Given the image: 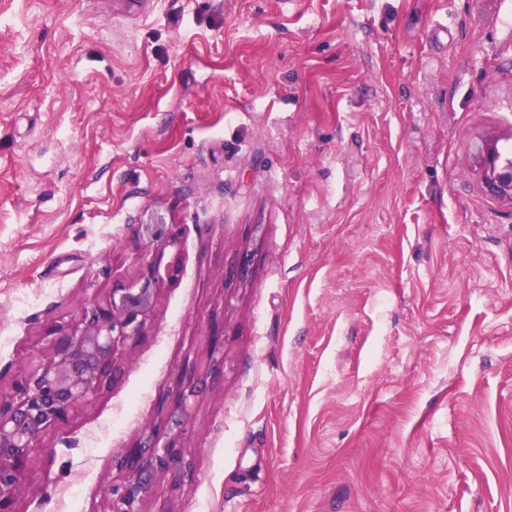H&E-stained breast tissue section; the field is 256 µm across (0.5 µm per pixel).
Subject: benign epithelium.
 I'll return each instance as SVG.
<instances>
[{"instance_id":"7a95c632","label":"benign epithelium","mask_w":512,"mask_h":512,"mask_svg":"<svg viewBox=\"0 0 512 512\" xmlns=\"http://www.w3.org/2000/svg\"><path fill=\"white\" fill-rule=\"evenodd\" d=\"M497 143L492 136L482 141L481 178L489 194L512 203V165L498 164ZM139 233L145 246L139 277L94 294L81 314L69 321H49L42 335L45 351L37 364L8 390H0V512H18V495L43 433L67 422L79 403L109 388L116 355L145 333L163 279L162 258L166 250L180 246V239L159 211L145 214ZM208 341L209 370L176 369L174 403L165 426L152 428L123 450L118 466L124 477L109 489L106 512H142L141 505L159 478L169 473L178 480L190 470L176 440L201 387L224 368V331L211 329Z\"/></svg>"}]
</instances>
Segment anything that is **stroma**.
Masks as SVG:
<instances>
[{"instance_id": "35a3bbf8", "label": "stroma", "mask_w": 512, "mask_h": 512, "mask_svg": "<svg viewBox=\"0 0 512 512\" xmlns=\"http://www.w3.org/2000/svg\"><path fill=\"white\" fill-rule=\"evenodd\" d=\"M512 0H0V386L48 320L181 244L18 512H105L113 460L224 326L142 512H512ZM246 279L226 274L242 252ZM497 143L492 136L482 141L478 154L481 178L489 194L512 203V165L498 164Z\"/></svg>"}]
</instances>
